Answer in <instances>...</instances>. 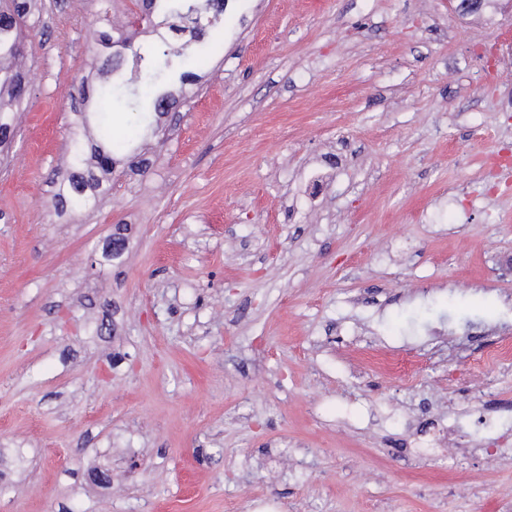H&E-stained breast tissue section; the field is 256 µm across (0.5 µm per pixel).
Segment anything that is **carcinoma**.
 Here are the masks:
<instances>
[{"instance_id":"cac0c4a2","label":"carcinoma","mask_w":512,"mask_h":512,"mask_svg":"<svg viewBox=\"0 0 512 512\" xmlns=\"http://www.w3.org/2000/svg\"><path fill=\"white\" fill-rule=\"evenodd\" d=\"M211 0H176L172 6L166 0H142L141 8L146 11L144 25L156 26L154 14L163 12V22L168 30L182 40L167 45L162 53L161 64H146L145 56L134 48L132 39L136 30L115 37L111 32H99V41L111 49L112 58L122 61L132 60L133 66L145 71L144 83L149 87L163 86L168 74L181 64L193 43L204 40L205 29L212 20L207 18ZM31 16L30 0H0V131L14 129V112L21 106L25 97L17 92V87L26 82V73L20 62L26 54L25 30ZM91 96L78 92L73 109L79 116L80 126L89 122L87 109ZM125 150V144L112 137V127L101 120L98 123V140L93 141L79 130H73L68 141V167L54 195V205L64 211L92 209L97 204L96 189L112 171L99 168L95 159L100 153L112 157Z\"/></svg>"}]
</instances>
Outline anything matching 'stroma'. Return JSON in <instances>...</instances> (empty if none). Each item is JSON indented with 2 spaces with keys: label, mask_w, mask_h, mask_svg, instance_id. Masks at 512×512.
<instances>
[{
  "label": "stroma",
  "mask_w": 512,
  "mask_h": 512,
  "mask_svg": "<svg viewBox=\"0 0 512 512\" xmlns=\"http://www.w3.org/2000/svg\"><path fill=\"white\" fill-rule=\"evenodd\" d=\"M99 8L31 16L0 162V512H512V0H224L65 212ZM125 150V144L117 142L112 137V127L100 120L98 123V140L93 141L82 134L78 128L69 135L68 141V167L59 184L58 192L54 195V205L62 211H81L94 208L97 204L96 189L100 182L112 170L99 168L95 159L100 153L109 154L112 161L105 154H101L98 161L101 165L112 169L117 161V153Z\"/></svg>",
  "instance_id": "stroma-1"
}]
</instances>
